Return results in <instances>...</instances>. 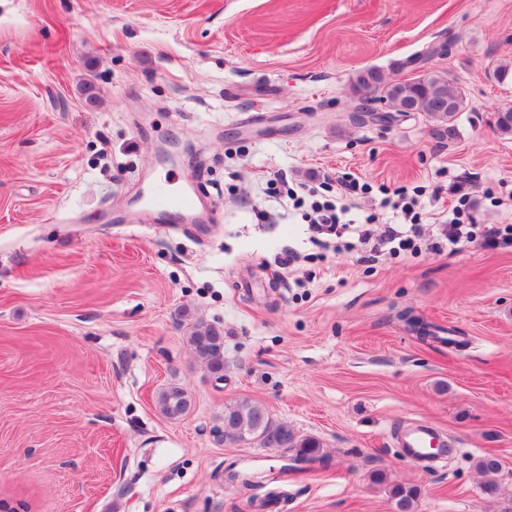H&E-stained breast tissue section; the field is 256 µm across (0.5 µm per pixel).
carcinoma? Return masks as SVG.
Returning <instances> with one entry per match:
<instances>
[{
	"label": "carcinoma",
	"instance_id": "obj_1",
	"mask_svg": "<svg viewBox=\"0 0 512 512\" xmlns=\"http://www.w3.org/2000/svg\"><path fill=\"white\" fill-rule=\"evenodd\" d=\"M354 89L371 93L372 100L398 114L409 106L415 108L433 123V132L441 139L456 135L455 121L466 105L465 91L445 72L434 71L423 80L418 76L394 80L382 70L370 67L357 72ZM186 341L208 373L224 372L223 329L198 321L190 328ZM157 406L165 418L179 420L189 412L191 397L182 387L168 386L159 392ZM218 420L224 428L218 441L290 450L294 470L300 473L329 463L319 440L301 436L287 424L276 421L259 402L243 398L226 405ZM477 469L487 478L483 486L485 494L496 495L495 477L501 470L499 458L488 453L478 460ZM417 496L418 489L414 486L396 484L390 490L395 512H414Z\"/></svg>",
	"mask_w": 512,
	"mask_h": 512
}]
</instances>
